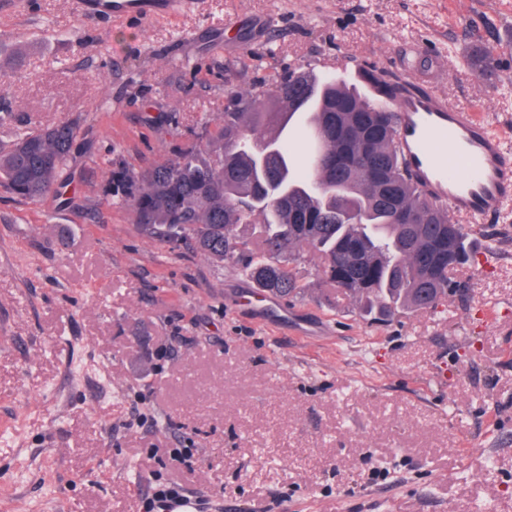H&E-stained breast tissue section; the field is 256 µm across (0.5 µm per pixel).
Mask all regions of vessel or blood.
I'll list each match as a JSON object with an SVG mask.
<instances>
[{
    "instance_id": "vessel-or-blood-1",
    "label": "vessel or blood",
    "mask_w": 512,
    "mask_h": 512,
    "mask_svg": "<svg viewBox=\"0 0 512 512\" xmlns=\"http://www.w3.org/2000/svg\"><path fill=\"white\" fill-rule=\"evenodd\" d=\"M85 19L169 18L196 0H75ZM374 107L396 112V142L421 191L473 224L497 220L512 204V146L472 110L449 105L433 91L389 97L369 87Z\"/></svg>"
}]
</instances>
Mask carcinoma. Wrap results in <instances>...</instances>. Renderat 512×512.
<instances>
[{
	"instance_id": "cac0c4a2",
	"label": "carcinoma",
	"mask_w": 512,
	"mask_h": 512,
	"mask_svg": "<svg viewBox=\"0 0 512 512\" xmlns=\"http://www.w3.org/2000/svg\"><path fill=\"white\" fill-rule=\"evenodd\" d=\"M365 73L390 95L400 87L385 70ZM313 100L320 104L318 161L298 169L287 122ZM395 127V113L354 87L310 70L275 73L246 90L230 88L207 150L138 172L113 170L112 197L148 235L181 238L214 261H234L261 290L299 293L292 263L308 249L318 254L326 283L367 317L433 310L458 288L448 263L432 262L433 249L452 242L465 266L468 232L413 183ZM76 138L74 122L15 133L0 148V185L30 201L58 192ZM371 163L384 171L395 203L376 196Z\"/></svg>"
}]
</instances>
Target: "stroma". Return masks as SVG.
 <instances>
[{
  "label": "stroma",
  "mask_w": 512,
  "mask_h": 512,
  "mask_svg": "<svg viewBox=\"0 0 512 512\" xmlns=\"http://www.w3.org/2000/svg\"><path fill=\"white\" fill-rule=\"evenodd\" d=\"M230 16L223 51L185 45ZM511 33L512 0H202L120 23L0 0V146L79 125L64 195L0 187V512H142L159 477L206 512H512V211L471 225L438 309L373 321L307 252L301 294L259 322L237 265L146 235L108 184L205 145L229 85L352 60L512 140ZM155 448L193 449L191 469Z\"/></svg>",
  "instance_id": "35a3bbf8"
}]
</instances>
